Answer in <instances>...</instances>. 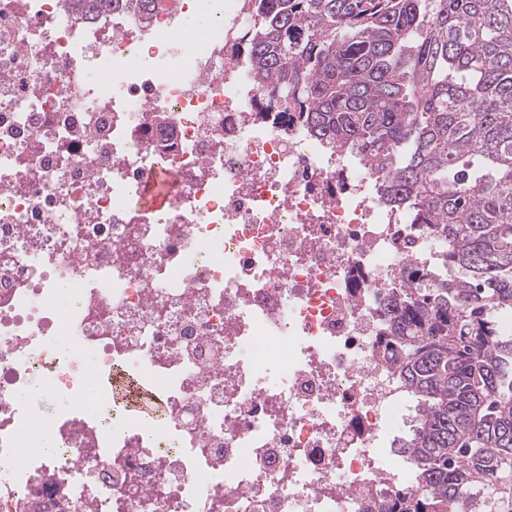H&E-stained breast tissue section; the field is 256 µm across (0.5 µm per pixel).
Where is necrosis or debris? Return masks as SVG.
Here are the masks:
<instances>
[{"mask_svg":"<svg viewBox=\"0 0 512 512\" xmlns=\"http://www.w3.org/2000/svg\"><path fill=\"white\" fill-rule=\"evenodd\" d=\"M183 14L0 0V512H375L385 298L439 244L254 85L237 0Z\"/></svg>","mask_w":512,"mask_h":512,"instance_id":"obj_1","label":"necrosis or debris"}]
</instances>
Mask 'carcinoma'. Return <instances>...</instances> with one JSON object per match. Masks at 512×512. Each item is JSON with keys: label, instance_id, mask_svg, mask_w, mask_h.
Returning <instances> with one entry per match:
<instances>
[{"label": "carcinoma", "instance_id": "obj_1", "mask_svg": "<svg viewBox=\"0 0 512 512\" xmlns=\"http://www.w3.org/2000/svg\"><path fill=\"white\" fill-rule=\"evenodd\" d=\"M256 86L442 247L387 299L382 360L418 407L416 486L379 512H486L512 463V0H241ZM80 15L156 0H70Z\"/></svg>", "mask_w": 512, "mask_h": 512}]
</instances>
